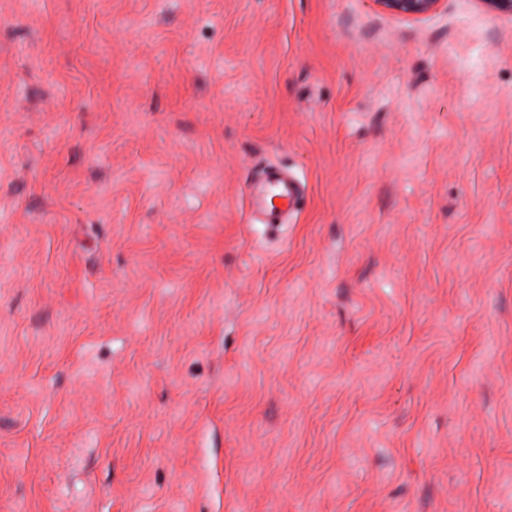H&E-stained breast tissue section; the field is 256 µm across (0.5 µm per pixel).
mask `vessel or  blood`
Here are the masks:
<instances>
[{
  "mask_svg": "<svg viewBox=\"0 0 512 512\" xmlns=\"http://www.w3.org/2000/svg\"><path fill=\"white\" fill-rule=\"evenodd\" d=\"M248 194L264 223H284L288 213L299 205L303 194L299 182L288 172L271 168L261 179L250 182Z\"/></svg>",
  "mask_w": 512,
  "mask_h": 512,
  "instance_id": "obj_1",
  "label": "vessel or blood"
}]
</instances>
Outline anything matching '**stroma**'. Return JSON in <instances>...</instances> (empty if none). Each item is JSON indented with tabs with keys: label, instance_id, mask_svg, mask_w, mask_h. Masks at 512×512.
I'll use <instances>...</instances> for the list:
<instances>
[{
	"label": "stroma",
	"instance_id": "35a3bbf8",
	"mask_svg": "<svg viewBox=\"0 0 512 512\" xmlns=\"http://www.w3.org/2000/svg\"><path fill=\"white\" fill-rule=\"evenodd\" d=\"M0 512H512V19L0 0ZM248 194L263 219L260 224H283L288 212L299 205L303 194L299 182L288 171L271 168L261 179L247 185Z\"/></svg>",
	"mask_w": 512,
	"mask_h": 512
}]
</instances>
